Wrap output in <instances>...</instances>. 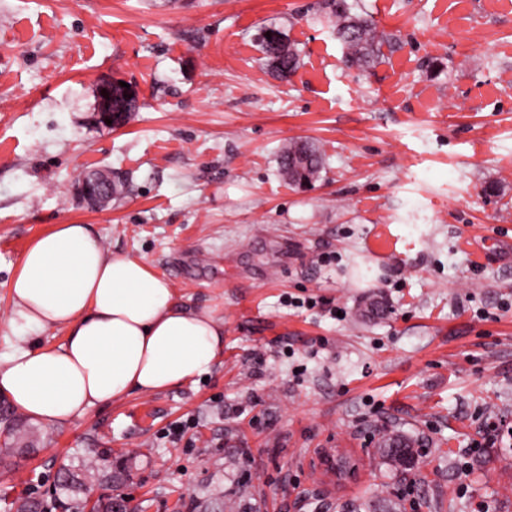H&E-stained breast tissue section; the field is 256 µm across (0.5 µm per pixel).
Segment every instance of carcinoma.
I'll use <instances>...</instances> for the list:
<instances>
[{
  "instance_id": "cac0c4a2",
  "label": "carcinoma",
  "mask_w": 512,
  "mask_h": 512,
  "mask_svg": "<svg viewBox=\"0 0 512 512\" xmlns=\"http://www.w3.org/2000/svg\"><path fill=\"white\" fill-rule=\"evenodd\" d=\"M324 8L334 19V31L343 47V65L365 70L374 65L381 56V48L391 43L393 36L378 30L372 16L365 11H356L357 3L348 0H324ZM262 52L271 72L286 79L300 67V51L279 30H271V37L260 35ZM279 169L288 184L305 187L322 178L325 157L314 143L307 140H290L279 154ZM415 452L413 441L399 433H391L379 444L378 454L396 469H401L404 455ZM84 483L70 478H59L58 491L52 508L61 512H112V497L101 495L95 502L78 497Z\"/></svg>"
}]
</instances>
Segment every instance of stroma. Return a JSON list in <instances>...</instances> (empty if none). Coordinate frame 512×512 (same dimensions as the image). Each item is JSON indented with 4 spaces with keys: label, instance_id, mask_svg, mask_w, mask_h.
Returning <instances> with one entry per match:
<instances>
[{
    "label": "stroma",
    "instance_id": "1",
    "mask_svg": "<svg viewBox=\"0 0 512 512\" xmlns=\"http://www.w3.org/2000/svg\"><path fill=\"white\" fill-rule=\"evenodd\" d=\"M319 2L0 0V353L66 339L7 325L21 254L58 224L224 321L204 382L65 426L0 394V444L18 422L36 449L0 468V512L101 454L138 512H512V248L495 243L512 225V6L361 0L397 44L358 71ZM265 27L301 51L288 79ZM120 81L138 108L103 125L100 89ZM299 137L326 160L305 190L278 172ZM94 169L127 178L95 209L76 194ZM395 430L423 450L412 473L377 453ZM339 453L351 476L328 470ZM267 31L271 39H267ZM262 52L271 72L280 79H287L300 67V51L283 33L276 29H267L260 35Z\"/></svg>",
    "mask_w": 512,
    "mask_h": 512
}]
</instances>
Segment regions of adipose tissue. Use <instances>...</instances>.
<instances>
[{
  "mask_svg": "<svg viewBox=\"0 0 512 512\" xmlns=\"http://www.w3.org/2000/svg\"><path fill=\"white\" fill-rule=\"evenodd\" d=\"M8 288L11 329L67 332L56 348L0 354V393L38 423L67 425L123 396L182 385L224 352L223 320L181 305L148 263L109 252L83 224L38 237Z\"/></svg>",
  "mask_w": 512,
  "mask_h": 512,
  "instance_id": "obj_1",
  "label": "adipose tissue"
}]
</instances>
